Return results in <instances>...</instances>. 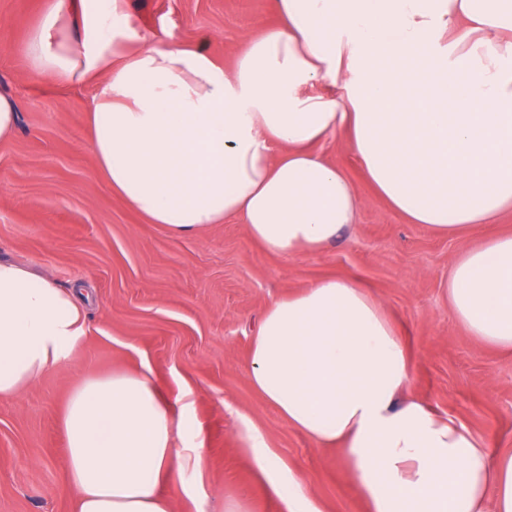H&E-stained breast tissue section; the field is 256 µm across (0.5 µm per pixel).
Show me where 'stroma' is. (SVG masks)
Segmentation results:
<instances>
[{"mask_svg": "<svg viewBox=\"0 0 512 512\" xmlns=\"http://www.w3.org/2000/svg\"><path fill=\"white\" fill-rule=\"evenodd\" d=\"M45 0H0V95L18 106L0 141V261L91 296L88 335L65 364L0 398V512H73L58 419L84 376L144 373L182 400L201 430L203 465L171 487L174 512H284L274 483L300 477L320 512H368L339 448H320L253 388L251 342L265 307L327 277L359 281L386 306L413 359L409 391L512 450V353L471 336L442 288L454 257L478 238L512 234V213L438 236L392 211L344 136L315 147L359 198L356 224L325 250L288 260L265 252L235 220L176 237L148 224L95 171L85 107L91 84L35 83L23 54ZM123 18L172 43L207 39L232 66L239 46L276 24L271 0H123ZM250 420L276 465L261 472L237 427Z\"/></svg>", "mask_w": 512, "mask_h": 512, "instance_id": "obj_1", "label": "stroma"}]
</instances>
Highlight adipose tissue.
Listing matches in <instances>:
<instances>
[{
  "mask_svg": "<svg viewBox=\"0 0 512 512\" xmlns=\"http://www.w3.org/2000/svg\"><path fill=\"white\" fill-rule=\"evenodd\" d=\"M277 26L232 67L49 0L24 44L42 82L97 83L96 169L173 235L237 219L267 251H322L355 223L346 174L313 151L342 133L409 223L455 235L512 211V0H274ZM327 83L339 96L308 94ZM462 206L446 205L449 195ZM451 316L512 351V235L451 263ZM86 294L0 264V396L26 390L86 337ZM413 361L384 304L352 278L270 303L250 349L266 403L341 448L369 512H512V451L404 395ZM76 512H172L173 407L147 376L79 379L60 416Z\"/></svg>",
  "mask_w": 512,
  "mask_h": 512,
  "instance_id": "ef3b65f1",
  "label": "adipose tissue"
}]
</instances>
